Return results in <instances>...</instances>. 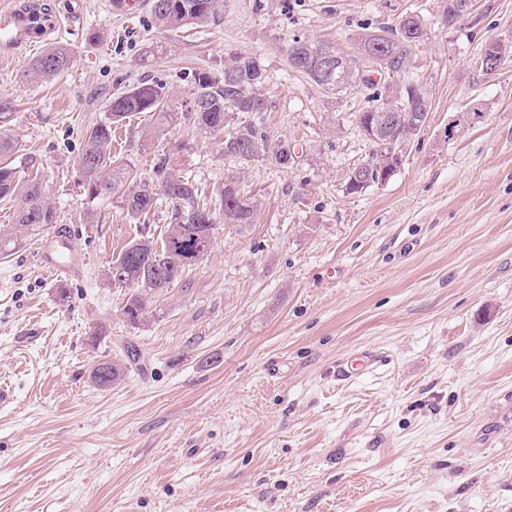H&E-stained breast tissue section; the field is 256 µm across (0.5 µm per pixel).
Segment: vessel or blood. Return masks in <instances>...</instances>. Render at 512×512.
Masks as SVG:
<instances>
[{"instance_id":"1","label":"vessel or blood","mask_w":512,"mask_h":512,"mask_svg":"<svg viewBox=\"0 0 512 512\" xmlns=\"http://www.w3.org/2000/svg\"><path fill=\"white\" fill-rule=\"evenodd\" d=\"M60 25V15L54 11L32 13L20 6L0 10V57L14 56L37 47ZM38 266L42 272L61 274L71 279L82 276L79 251L72 238L61 236L43 249ZM377 361L375 355L362 353L348 358L339 367L345 379H354L369 370Z\"/></svg>"}]
</instances>
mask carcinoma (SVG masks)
I'll use <instances>...</instances> for the list:
<instances>
[{
    "instance_id": "carcinoma-1",
    "label": "carcinoma",
    "mask_w": 512,
    "mask_h": 512,
    "mask_svg": "<svg viewBox=\"0 0 512 512\" xmlns=\"http://www.w3.org/2000/svg\"><path fill=\"white\" fill-rule=\"evenodd\" d=\"M151 0V23L164 31L179 32L189 26H203L217 13L218 0H169L166 9ZM427 32L422 16L410 13L394 25L360 37V46L371 40L375 60L359 52L351 59L360 66H380L396 73L391 84H372L353 90L363 98L356 112L358 128L372 143L368 158L353 168L345 184L350 195L365 192V180H376L375 158L383 142L403 141L412 136V116L419 112L430 114V103L422 90L415 88L409 75L413 46L418 32ZM323 42L295 36L288 44V64L294 71L306 76L332 94L336 90V76L322 68L320 50ZM512 54V45L490 40L480 48L477 61L491 60L496 54ZM72 64V53L65 44L58 43L33 57L23 68L20 77L26 83L42 84L67 72ZM193 92L189 101L178 109L170 104L166 84L155 80L121 85L110 95L106 119L87 128L82 134L79 156L81 186L90 200L102 196H118L124 201L128 215L138 220L155 213L160 202L172 209L173 221L166 233L157 240L143 233L130 242L112 259L124 267L125 280L109 285L125 289L122 314L129 323L137 325L149 313L154 295L164 290L161 275L178 282L186 269L199 261L193 252L205 247L213 238L216 219L224 215L226 224H253L257 220L261 201L240 187L232 178L214 191V197L201 198L194 181L169 173L160 160L153 167L154 176L144 178L128 162L112 157V132L131 118L139 115L142 142L154 145L163 140L173 126L202 131L213 136H224V154L245 162H264L286 169L290 166L293 147L286 140L270 135L254 121V113L268 111V102L253 95L252 89L264 84L268 74L260 59L247 54H236L224 66L223 76L217 77L205 69L191 71ZM235 124L234 131L225 128ZM12 139L0 136V201L17 202L15 224L27 230L41 228L56 221V213L47 201L43 184L37 177H21L8 161L13 153ZM137 361L134 349L127 350L125 358L99 361L91 369L90 379L97 386L111 387L124 380L131 364Z\"/></svg>"
}]
</instances>
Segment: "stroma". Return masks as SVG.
<instances>
[{"mask_svg": "<svg viewBox=\"0 0 512 512\" xmlns=\"http://www.w3.org/2000/svg\"><path fill=\"white\" fill-rule=\"evenodd\" d=\"M48 2L70 70L30 84L25 57L0 58L14 104L0 131L57 212L0 254V512H512V60L475 63L512 35V0H479L452 25L438 22L444 0H221L177 33L151 26L149 0L125 16L110 0ZM413 11L433 21L410 69L428 127L389 181L347 194L372 150L359 100L289 68L288 41L354 55L363 29ZM239 52L265 65L262 125L296 159L244 163L180 126L150 148L138 121L119 129L116 155L142 175L161 158L202 194L236 177L262 202L256 223L217 222L204 258L130 324L107 269L143 230L162 236L171 209L142 225L118 197L88 201L80 134L117 81L166 82L178 106L192 69L222 75ZM475 103L479 122L449 136ZM60 227L81 279L38 271ZM130 343L139 367L93 384L91 366ZM361 351L377 364L341 379L338 362Z\"/></svg>", "mask_w": 512, "mask_h": 512, "instance_id": "1", "label": "stroma"}]
</instances>
